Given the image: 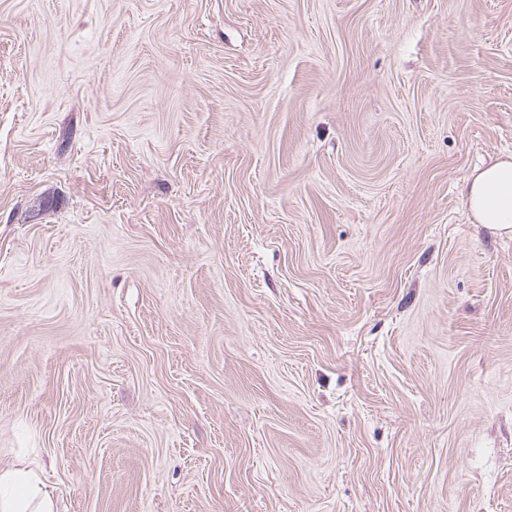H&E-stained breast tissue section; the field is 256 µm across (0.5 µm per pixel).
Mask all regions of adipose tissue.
Returning <instances> with one entry per match:
<instances>
[{
  "label": "adipose tissue",
  "mask_w": 512,
  "mask_h": 512,
  "mask_svg": "<svg viewBox=\"0 0 512 512\" xmlns=\"http://www.w3.org/2000/svg\"><path fill=\"white\" fill-rule=\"evenodd\" d=\"M461 194L476 223L499 234L512 233V157L475 169ZM0 512H56L52 493L32 465L0 467Z\"/></svg>",
  "instance_id": "obj_1"
}]
</instances>
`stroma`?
Wrapping results in <instances>:
<instances>
[{"label":"stroma","instance_id":"1","mask_svg":"<svg viewBox=\"0 0 512 512\" xmlns=\"http://www.w3.org/2000/svg\"><path fill=\"white\" fill-rule=\"evenodd\" d=\"M512 0H0V466L59 512H512ZM473 220L498 234L512 233V157L475 169L461 187Z\"/></svg>","mask_w":512,"mask_h":512}]
</instances>
